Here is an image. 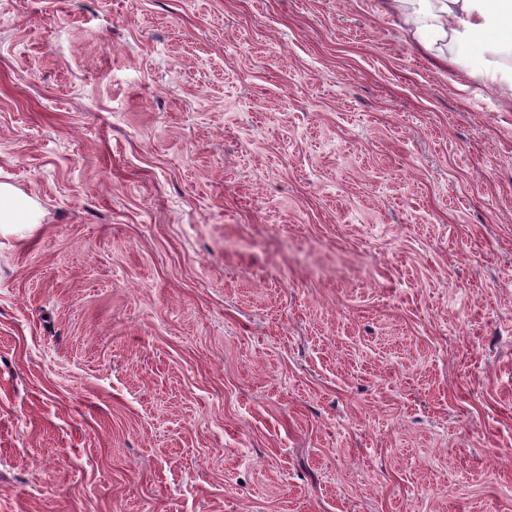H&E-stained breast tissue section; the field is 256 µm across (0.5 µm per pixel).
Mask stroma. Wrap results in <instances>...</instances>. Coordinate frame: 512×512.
I'll return each mask as SVG.
<instances>
[{"label":"stroma","instance_id":"35a3bbf8","mask_svg":"<svg viewBox=\"0 0 512 512\" xmlns=\"http://www.w3.org/2000/svg\"><path fill=\"white\" fill-rule=\"evenodd\" d=\"M382 0H0V512H512V98ZM31 204L15 196L8 186H0V228L32 222Z\"/></svg>","mask_w":512,"mask_h":512}]
</instances>
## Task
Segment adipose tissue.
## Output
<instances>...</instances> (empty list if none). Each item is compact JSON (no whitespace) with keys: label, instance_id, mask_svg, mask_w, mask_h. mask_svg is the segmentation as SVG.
<instances>
[{"label":"adipose tissue","instance_id":"1","mask_svg":"<svg viewBox=\"0 0 512 512\" xmlns=\"http://www.w3.org/2000/svg\"><path fill=\"white\" fill-rule=\"evenodd\" d=\"M386 7L428 43H453L459 54L475 59L485 74L512 91V0H386Z\"/></svg>","mask_w":512,"mask_h":512}]
</instances>
